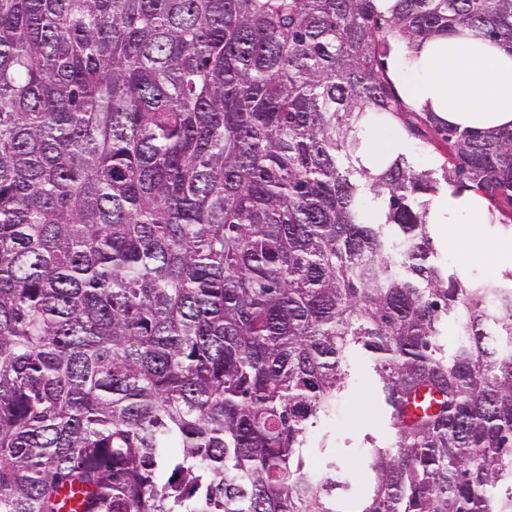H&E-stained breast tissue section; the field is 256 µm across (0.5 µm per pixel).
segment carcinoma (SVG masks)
Masks as SVG:
<instances>
[{
  "instance_id": "obj_1",
  "label": "carcinoma",
  "mask_w": 512,
  "mask_h": 512,
  "mask_svg": "<svg viewBox=\"0 0 512 512\" xmlns=\"http://www.w3.org/2000/svg\"><path fill=\"white\" fill-rule=\"evenodd\" d=\"M464 30L512 51V0H0V512H512V272L426 223L443 181L512 232V128L383 62ZM375 118L442 178L364 167ZM357 351L390 442L347 503L310 461ZM411 143L409 155L415 166L419 169H433L437 171V177L442 173L441 167L445 161L446 155L442 151L435 150L434 147L422 143L418 140L408 138Z\"/></svg>"
}]
</instances>
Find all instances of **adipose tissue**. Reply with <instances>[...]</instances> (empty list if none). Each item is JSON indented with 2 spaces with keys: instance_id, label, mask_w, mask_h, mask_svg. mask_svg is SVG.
<instances>
[{
  "instance_id": "1",
  "label": "adipose tissue",
  "mask_w": 512,
  "mask_h": 512,
  "mask_svg": "<svg viewBox=\"0 0 512 512\" xmlns=\"http://www.w3.org/2000/svg\"><path fill=\"white\" fill-rule=\"evenodd\" d=\"M390 68L404 97L449 125L478 132L512 128V52L471 32L439 36L405 48ZM428 223L447 225L464 245L466 266L480 265L493 247L512 270V234L495 224L486 200L465 189L436 197Z\"/></svg>"
}]
</instances>
